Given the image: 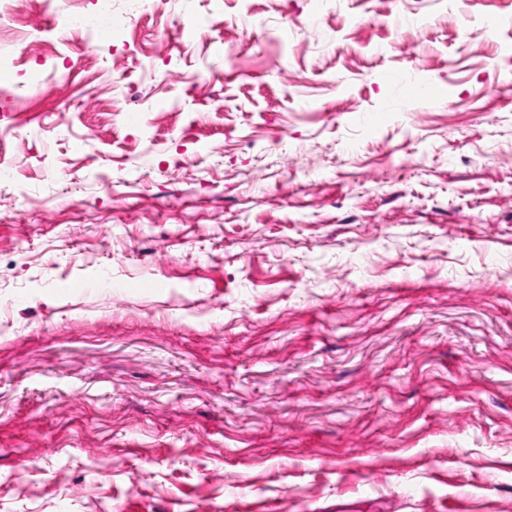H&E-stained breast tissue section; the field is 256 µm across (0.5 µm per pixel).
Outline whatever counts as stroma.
Returning a JSON list of instances; mask_svg holds the SVG:
<instances>
[{
    "mask_svg": "<svg viewBox=\"0 0 512 512\" xmlns=\"http://www.w3.org/2000/svg\"><path fill=\"white\" fill-rule=\"evenodd\" d=\"M91 8L0 31V512H512V0Z\"/></svg>",
    "mask_w": 512,
    "mask_h": 512,
    "instance_id": "1",
    "label": "stroma"
}]
</instances>
